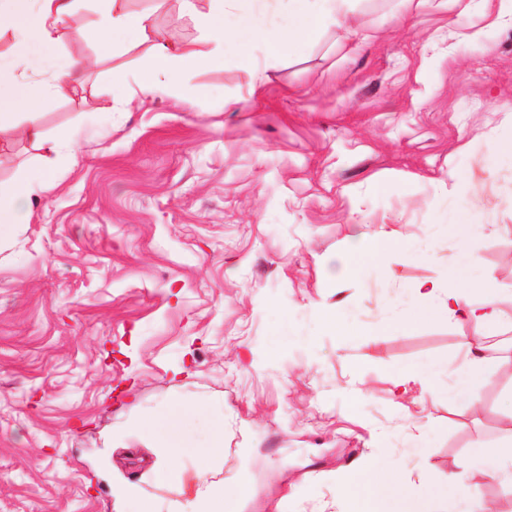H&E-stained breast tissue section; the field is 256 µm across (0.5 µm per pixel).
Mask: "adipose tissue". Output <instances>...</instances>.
Instances as JSON below:
<instances>
[{
  "label": "adipose tissue",
  "mask_w": 512,
  "mask_h": 512,
  "mask_svg": "<svg viewBox=\"0 0 512 512\" xmlns=\"http://www.w3.org/2000/svg\"><path fill=\"white\" fill-rule=\"evenodd\" d=\"M183 8L195 21L206 51L166 42L153 43L142 59L136 79L139 94L168 92L185 76L203 67L219 68L224 64V46L237 41L241 63L252 69L251 48L263 43L269 54L311 41L328 27L349 28L352 0H288L287 13L272 12L266 24L253 19L252 4L256 0H182ZM80 0H0V31L8 29L18 37L22 49L20 64L0 62V133L12 132L27 138L49 152L73 149L71 131L46 133L34 120L36 102L52 97L64 98L74 90V72L79 64L55 56L53 50L69 17ZM148 15L129 13L125 0H101L91 27L73 30L75 39L98 42L108 48L114 38L124 34L145 37ZM51 168L41 167L35 177H22L0 183V244L12 239L27 224L30 197L34 185L51 186ZM460 254L449 267V287L439 280L418 281L409 293L414 299L412 321H432L445 316L472 323V336L466 337L464 362L457 368L433 362L404 370L393 381L391 393L401 403L405 418H414L415 408L440 395L461 407L475 403L484 387L495 378L503 363L491 357L483 344L485 330L506 319L499 305V291L492 285L481 288L479 296L461 291L470 270L479 263L478 239L486 231L482 224H460L456 227ZM402 235L392 224H376L367 231L348 237L346 250L326 258L331 278L362 269L366 260L380 259L399 244ZM501 439L493 446L476 444L473 451L485 477L494 479L512 471V417L501 425ZM137 437L153 448L158 463L152 477L155 482L177 484L181 473L175 456L192 449L197 490L188 512H233V504L244 489L243 483L218 479L224 458V417L210 411L174 405L160 413L128 423L125 431L115 432L113 441L123 435ZM366 480L361 489H353L349 480H342L337 495L348 504L347 512H440L444 494L459 501V512H490L481 499L480 487L459 475H449L444 489L425 486L409 487L400 472L375 457L363 465Z\"/></svg>",
  "instance_id": "obj_1"
}]
</instances>
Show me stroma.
<instances>
[{
    "mask_svg": "<svg viewBox=\"0 0 512 512\" xmlns=\"http://www.w3.org/2000/svg\"><path fill=\"white\" fill-rule=\"evenodd\" d=\"M464 2L407 18L400 0H358L373 40L332 27L274 58L257 48L252 74L230 42L223 68L126 110L113 70L131 88L152 42L198 44L181 0H127L151 28L107 55L61 38L96 65L36 120L80 151L14 137L0 153V182L56 172L0 247V512H133L128 483L192 499L191 454L170 487L151 480L152 449L112 445L177 400L223 410L220 476L249 487L238 512H336L338 478L372 454L414 488L474 474L471 447L512 409V362L472 409L442 396L408 423L390 394L405 367L465 358L468 325L406 322L408 288L457 260L450 225H487L469 279L512 312V155L494 149L512 139V23ZM354 224L407 240L388 267L330 280ZM337 305L353 313L343 339L319 324Z\"/></svg>",
    "mask_w": 512,
    "mask_h": 512,
    "instance_id": "1",
    "label": "stroma"
}]
</instances>
